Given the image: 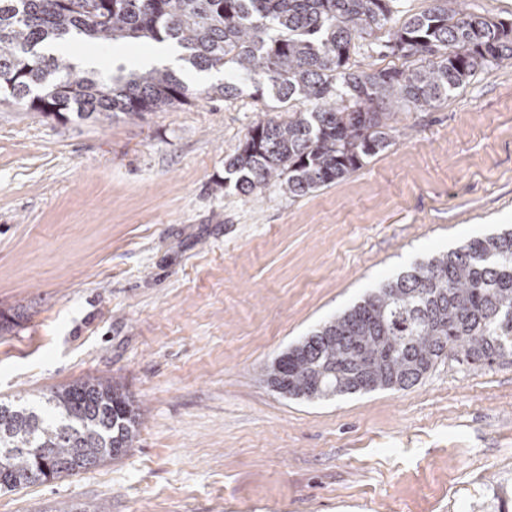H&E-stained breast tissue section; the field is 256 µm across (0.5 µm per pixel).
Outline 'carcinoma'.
<instances>
[{"instance_id":"carcinoma-1","label":"carcinoma","mask_w":512,"mask_h":512,"mask_svg":"<svg viewBox=\"0 0 512 512\" xmlns=\"http://www.w3.org/2000/svg\"><path fill=\"white\" fill-rule=\"evenodd\" d=\"M397 8L398 0H0V96L61 122L176 108L192 91L172 69L103 79L43 52L70 37L173 41L192 67L225 73L206 97H233L250 81L290 113L248 131L225 163L235 188L246 195L273 183L301 197L386 149L396 109H430L512 59V22L469 13L464 0H434L395 21ZM391 21L384 48L408 65L354 69L355 41ZM450 356L489 367L512 358V230L398 275L289 347L265 376L276 392L313 401L405 390ZM142 416L108 377L0 401V491L120 458Z\"/></svg>"}]
</instances>
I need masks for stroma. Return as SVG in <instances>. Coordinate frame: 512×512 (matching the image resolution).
Segmentation results:
<instances>
[{
	"label": "stroma",
	"instance_id": "stroma-1",
	"mask_svg": "<svg viewBox=\"0 0 512 512\" xmlns=\"http://www.w3.org/2000/svg\"><path fill=\"white\" fill-rule=\"evenodd\" d=\"M158 43L72 41L108 76ZM190 104L60 123L0 100V399L88 375L144 413L121 458L0 492V512H512V362L436 364L405 390L306 401L267 366L388 279L512 227V60L302 197L224 163L284 120L251 83L184 72Z\"/></svg>",
	"mask_w": 512,
	"mask_h": 512
}]
</instances>
